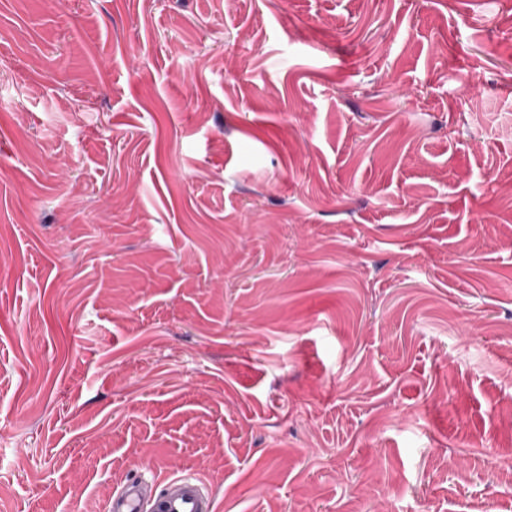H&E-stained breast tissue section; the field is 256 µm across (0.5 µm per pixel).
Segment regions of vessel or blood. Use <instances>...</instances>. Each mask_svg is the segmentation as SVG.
<instances>
[{
  "label": "vessel or blood",
  "mask_w": 512,
  "mask_h": 512,
  "mask_svg": "<svg viewBox=\"0 0 512 512\" xmlns=\"http://www.w3.org/2000/svg\"><path fill=\"white\" fill-rule=\"evenodd\" d=\"M159 484L154 492L135 480L116 487L106 512H213V492L199 478L172 474Z\"/></svg>",
  "instance_id": "obj_1"
}]
</instances>
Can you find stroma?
I'll return each mask as SVG.
<instances>
[{
  "label": "stroma",
  "mask_w": 512,
  "mask_h": 512,
  "mask_svg": "<svg viewBox=\"0 0 512 512\" xmlns=\"http://www.w3.org/2000/svg\"><path fill=\"white\" fill-rule=\"evenodd\" d=\"M512 512V0H0V512ZM153 483L159 481V491L149 489L143 481H129L112 492L107 512H212L213 491L192 475L172 474L163 479L152 474Z\"/></svg>",
  "instance_id": "35a3bbf8"
}]
</instances>
